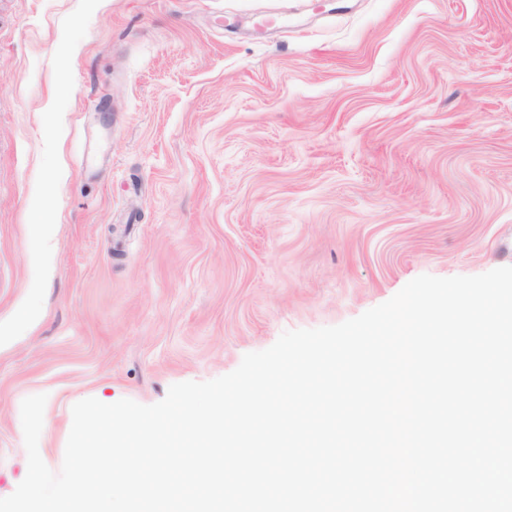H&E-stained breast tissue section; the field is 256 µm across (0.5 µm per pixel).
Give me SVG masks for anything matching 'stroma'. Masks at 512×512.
Wrapping results in <instances>:
<instances>
[{
    "mask_svg": "<svg viewBox=\"0 0 512 512\" xmlns=\"http://www.w3.org/2000/svg\"><path fill=\"white\" fill-rule=\"evenodd\" d=\"M502 266L512 0H0V323L40 311L0 345V498L26 397L56 472L73 400L151 405Z\"/></svg>",
    "mask_w": 512,
    "mask_h": 512,
    "instance_id": "obj_1",
    "label": "stroma"
}]
</instances>
